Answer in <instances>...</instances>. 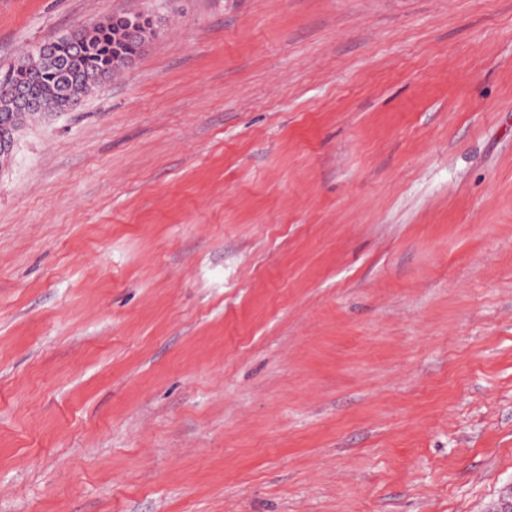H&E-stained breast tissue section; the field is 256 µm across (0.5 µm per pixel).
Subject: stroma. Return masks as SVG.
Segmentation results:
<instances>
[{"label":"stroma","mask_w":512,"mask_h":512,"mask_svg":"<svg viewBox=\"0 0 512 512\" xmlns=\"http://www.w3.org/2000/svg\"><path fill=\"white\" fill-rule=\"evenodd\" d=\"M136 13L0 162V512H494L512 0H0V69Z\"/></svg>","instance_id":"35a3bbf8"}]
</instances>
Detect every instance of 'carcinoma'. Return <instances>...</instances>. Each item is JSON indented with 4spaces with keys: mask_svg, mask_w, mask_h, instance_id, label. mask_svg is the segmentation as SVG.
<instances>
[{
    "mask_svg": "<svg viewBox=\"0 0 512 512\" xmlns=\"http://www.w3.org/2000/svg\"><path fill=\"white\" fill-rule=\"evenodd\" d=\"M134 21H142L146 27H151L150 19L140 14L115 16L98 24L83 51L77 52L72 46L58 47L57 54L64 62L61 70L47 66L38 51L29 55L0 71V91L4 89V77L10 76L26 85L31 96L40 103V111L67 110L69 99L84 96L96 87L90 81L93 73L101 71L107 79L129 68V62L141 56L147 39L127 33L128 25Z\"/></svg>",
    "mask_w": 512,
    "mask_h": 512,
    "instance_id": "cac0c4a2",
    "label": "carcinoma"
}]
</instances>
